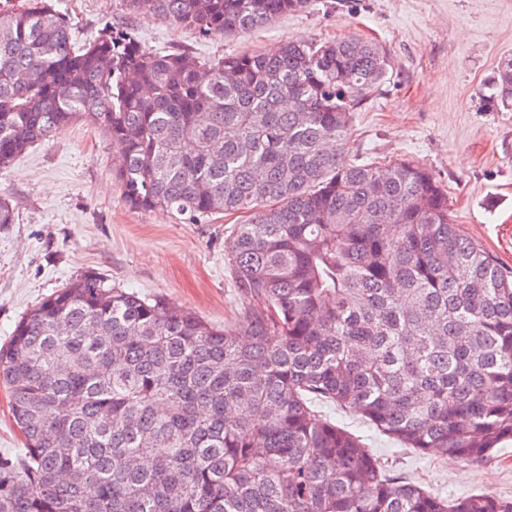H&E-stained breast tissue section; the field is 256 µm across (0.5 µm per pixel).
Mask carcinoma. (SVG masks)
I'll return each mask as SVG.
<instances>
[{
  "label": "carcinoma",
  "instance_id": "cac0c4a2",
  "mask_svg": "<svg viewBox=\"0 0 512 512\" xmlns=\"http://www.w3.org/2000/svg\"><path fill=\"white\" fill-rule=\"evenodd\" d=\"M125 2L203 38L313 7ZM388 67L360 39L201 60L114 27L76 48L45 0L0 9V167L85 120L123 156L128 209L247 214L224 241L238 327L95 274L19 319L0 384L23 449L0 456V512H512L392 473L316 409L464 462L512 439V274L429 170L339 162ZM492 88L512 107V57Z\"/></svg>",
  "mask_w": 512,
  "mask_h": 512
}]
</instances>
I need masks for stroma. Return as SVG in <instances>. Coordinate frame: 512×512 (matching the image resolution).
I'll return each mask as SVG.
<instances>
[{
  "label": "stroma",
  "instance_id": "stroma-1",
  "mask_svg": "<svg viewBox=\"0 0 512 512\" xmlns=\"http://www.w3.org/2000/svg\"><path fill=\"white\" fill-rule=\"evenodd\" d=\"M75 45L123 27L149 49L209 59L270 51L288 40L368 38L389 55L385 81L351 113L343 163L406 160L448 191L453 223L512 271V110L491 104L490 80L512 56V0H314L243 36L201 38L122 0H53ZM122 159L102 133L77 122L4 169L0 197L15 220L0 225V347L44 296L87 273L144 296H161L218 324L243 319L224 240L239 215L195 224L165 211H129L115 173ZM323 414L360 435L396 473L443 495L488 490L512 498V440L496 458L464 463L418 454L358 414Z\"/></svg>",
  "mask_w": 512,
  "mask_h": 512
}]
</instances>
